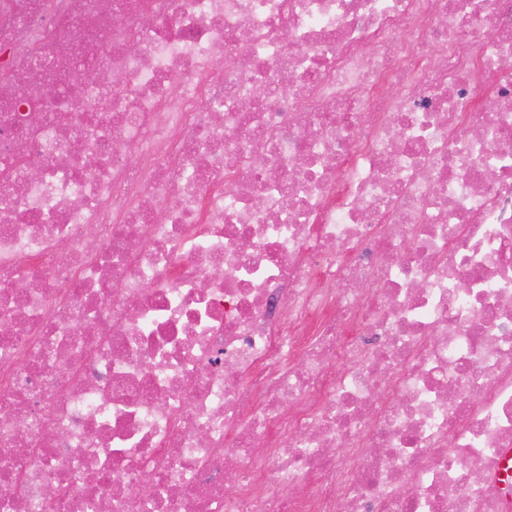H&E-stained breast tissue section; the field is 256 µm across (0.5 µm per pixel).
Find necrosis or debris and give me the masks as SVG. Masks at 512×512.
I'll use <instances>...</instances> for the list:
<instances>
[{"mask_svg": "<svg viewBox=\"0 0 512 512\" xmlns=\"http://www.w3.org/2000/svg\"><path fill=\"white\" fill-rule=\"evenodd\" d=\"M509 448L512 0H0V512H512Z\"/></svg>", "mask_w": 512, "mask_h": 512, "instance_id": "4bbe7bcc", "label": "necrosis or debris"}]
</instances>
